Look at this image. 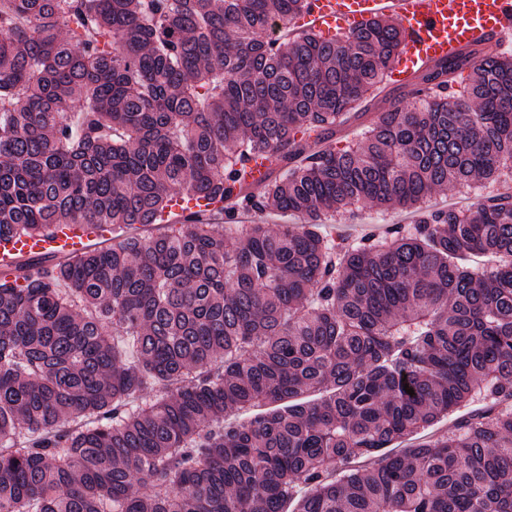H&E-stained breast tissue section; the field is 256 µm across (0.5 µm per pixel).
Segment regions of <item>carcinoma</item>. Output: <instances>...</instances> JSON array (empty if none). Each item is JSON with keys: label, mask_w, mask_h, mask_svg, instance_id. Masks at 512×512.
<instances>
[{"label": "carcinoma", "mask_w": 512, "mask_h": 512, "mask_svg": "<svg viewBox=\"0 0 512 512\" xmlns=\"http://www.w3.org/2000/svg\"><path fill=\"white\" fill-rule=\"evenodd\" d=\"M309 2L0 0V239L240 210L0 268V512H512V408L418 438L512 404V195L424 206L512 173V55L348 140L399 25L267 40ZM358 204L414 220L324 235Z\"/></svg>", "instance_id": "cac0c4a2"}]
</instances>
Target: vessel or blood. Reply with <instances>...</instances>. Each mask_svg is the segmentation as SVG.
I'll use <instances>...</instances> for the list:
<instances>
[{
    "label": "vessel or blood",
    "mask_w": 512,
    "mask_h": 512,
    "mask_svg": "<svg viewBox=\"0 0 512 512\" xmlns=\"http://www.w3.org/2000/svg\"><path fill=\"white\" fill-rule=\"evenodd\" d=\"M387 11L401 26V53L392 77L404 86L416 72L447 61L461 49L512 45V0H314L312 11L293 18L289 26L333 37ZM102 235L99 228L54 227L40 237L0 241V266L23 258L77 254Z\"/></svg>",
    "instance_id": "1"
}]
</instances>
